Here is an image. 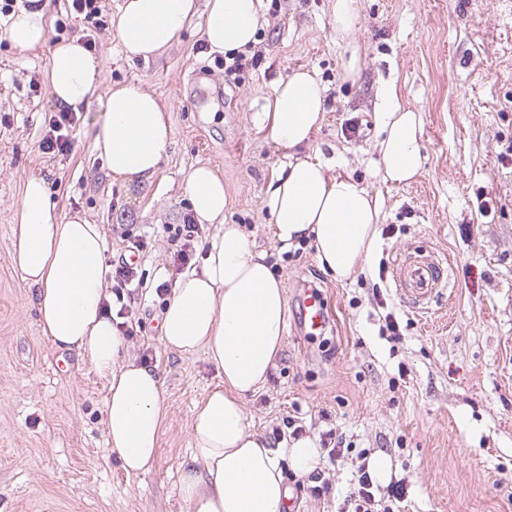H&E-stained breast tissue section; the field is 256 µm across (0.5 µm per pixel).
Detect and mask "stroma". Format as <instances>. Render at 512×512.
I'll return each instance as SVG.
<instances>
[{
	"mask_svg": "<svg viewBox=\"0 0 512 512\" xmlns=\"http://www.w3.org/2000/svg\"><path fill=\"white\" fill-rule=\"evenodd\" d=\"M334 0H264L257 66L225 79L204 51L203 20L158 57L129 55L112 28L96 34L107 85L140 84L169 113L173 138L148 186L113 179L93 149L104 102L80 112L69 155L44 153L45 120L57 106L45 72L54 45L86 23L68 0H47L46 42L14 48L0 13V512H185L179 481L190 465L188 429L218 380L201 356L160 342L175 281L163 225L191 208L184 185L200 164L224 180V221L242 225L271 254L288 304L284 347L265 387L246 402L249 423L288 447L293 426L313 440L335 430L336 462L320 467L333 491L287 473L302 512H347L359 458L386 456L401 501L375 484L393 512H512V0H355L363 52L356 80L343 75L346 42ZM325 89L324 118L298 156L321 154L378 200V238L363 272L338 282L322 272L310 242L275 247L266 190L286 161L253 123L263 101L295 69ZM422 117L423 169L392 186L378 172L385 86ZM40 175L58 209L103 225L108 261L133 228L148 246L137 260L143 324L128 343L150 353L163 382L165 432L149 472L126 474L106 443V387L73 351L40 332L31 291L10 254V227L29 176ZM424 248L447 257L442 292L417 317L393 286L397 260ZM315 284L333 320L320 335L300 330L303 283ZM393 315L397 332L385 328Z\"/></svg>",
	"mask_w": 512,
	"mask_h": 512,
	"instance_id": "obj_1",
	"label": "stroma"
}]
</instances>
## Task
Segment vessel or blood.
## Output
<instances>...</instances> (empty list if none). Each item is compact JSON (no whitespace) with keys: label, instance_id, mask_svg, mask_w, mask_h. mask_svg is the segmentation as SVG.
Here are the masks:
<instances>
[{"label":"vessel or blood","instance_id":"obj_1","mask_svg":"<svg viewBox=\"0 0 512 512\" xmlns=\"http://www.w3.org/2000/svg\"><path fill=\"white\" fill-rule=\"evenodd\" d=\"M444 278V263L435 257L417 252L399 260L394 270L396 290L416 309L426 308ZM303 327L313 335L325 330L331 313L323 297L308 293L303 303Z\"/></svg>","mask_w":512,"mask_h":512}]
</instances>
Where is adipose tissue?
<instances>
[{"label":"adipose tissue","instance_id":"1","mask_svg":"<svg viewBox=\"0 0 512 512\" xmlns=\"http://www.w3.org/2000/svg\"><path fill=\"white\" fill-rule=\"evenodd\" d=\"M204 17L210 50L242 52L256 42L263 0H122L112 27L123 48L149 59L177 43L196 15ZM354 0H334L333 24L348 38L347 78L361 69ZM10 42L33 50L47 38V5L19 7L7 20ZM94 55L76 38L55 44L47 85L58 108L79 111L104 97V118L93 148L113 178L152 184L172 139L160 100L137 85L105 89ZM381 115L378 171L383 182L407 183L422 171L421 117L399 104L393 87ZM323 87L304 69L280 82L253 115L279 147L309 145L323 117ZM186 192L198 224L210 226L199 265L180 274L161 314L163 346L182 356L200 355L220 385L207 393L189 427L191 467L179 483L186 512H286L290 489L285 469L306 475L320 463L311 440L287 450L271 447L247 420L245 401L268 381L287 327L284 285L266 251L255 250L247 232L224 221L223 179L210 167L194 168ZM273 239L287 249L311 240L319 267L336 281L362 272L374 250L379 211L369 189L336 174L328 162L294 159L267 191ZM102 225L61 216L43 178H29L12 226V252L33 293L42 334L61 350L76 352L108 383L104 426L112 451L127 474L151 469L164 433L166 407L154 370L129 353L105 310L109 299Z\"/></svg>","mask_w":512,"mask_h":512}]
</instances>
